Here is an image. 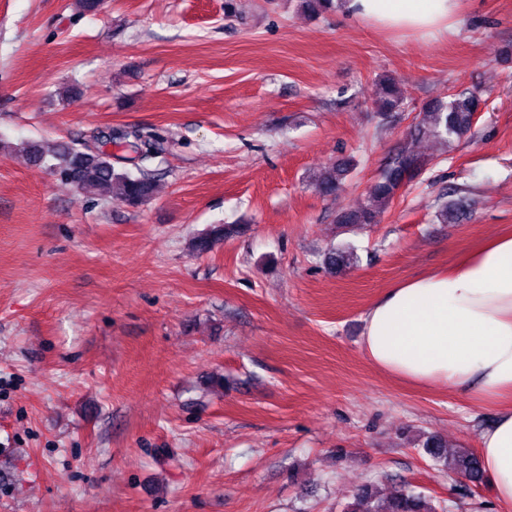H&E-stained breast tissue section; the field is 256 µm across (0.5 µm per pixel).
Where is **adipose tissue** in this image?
I'll list each match as a JSON object with an SVG mask.
<instances>
[{
    "mask_svg": "<svg viewBox=\"0 0 512 512\" xmlns=\"http://www.w3.org/2000/svg\"><path fill=\"white\" fill-rule=\"evenodd\" d=\"M459 3L347 0L344 10L380 28L430 35L455 27ZM361 348L400 381L496 407L480 434V459L498 512H512V235L388 288L364 313Z\"/></svg>",
    "mask_w": 512,
    "mask_h": 512,
    "instance_id": "obj_1",
    "label": "adipose tissue"
}]
</instances>
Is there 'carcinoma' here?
<instances>
[{
    "instance_id": "carcinoma-1",
    "label": "carcinoma",
    "mask_w": 512,
    "mask_h": 512,
    "mask_svg": "<svg viewBox=\"0 0 512 512\" xmlns=\"http://www.w3.org/2000/svg\"><path fill=\"white\" fill-rule=\"evenodd\" d=\"M404 92L392 79L379 83L378 104L381 112H396L404 105ZM480 98L468 88L454 91L445 98L430 103L415 125L421 136L437 139L445 144L466 137L472 129L473 116L478 111ZM130 148L140 154L143 161L155 157L161 150L160 142L133 129L125 133ZM29 163L42 165L50 163V168L63 180L71 183L78 191L87 195H98L107 191L128 206L138 208L152 200L156 190L155 177L143 169L133 173L117 170L112 165L111 156L102 148L83 150L66 142H59L47 149L39 142L25 146ZM422 161L414 154L402 152L392 158L377 181L370 188V204L355 211L345 212L339 218L341 224H375L384 209L391 203L404 180L421 169ZM349 172L348 164L340 163L321 169L314 178L317 191L324 196H332L340 190L343 179ZM235 228L216 224L206 233L192 241V249L197 253L211 250L225 237L233 234ZM355 256L350 249H336L329 253L328 263L336 269L353 263ZM448 469L471 483L483 480L480 460L470 452H462L447 461ZM340 512H438L432 500L401 490L389 502L378 500L373 484L361 487L352 501L342 505Z\"/></svg>"
}]
</instances>
